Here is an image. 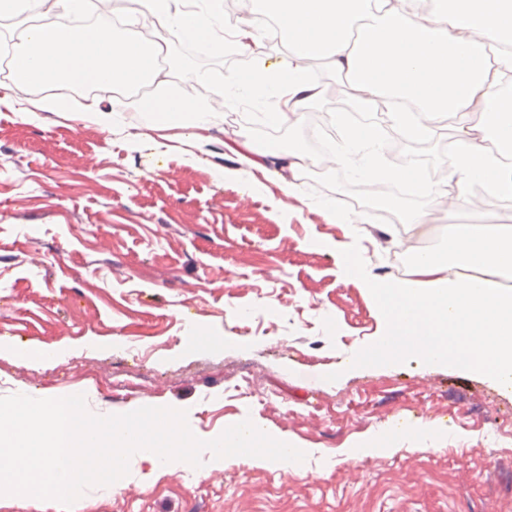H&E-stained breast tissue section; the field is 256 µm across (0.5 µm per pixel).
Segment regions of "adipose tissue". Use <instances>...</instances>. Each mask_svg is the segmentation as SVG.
I'll return each mask as SVG.
<instances>
[{"mask_svg":"<svg viewBox=\"0 0 512 512\" xmlns=\"http://www.w3.org/2000/svg\"><path fill=\"white\" fill-rule=\"evenodd\" d=\"M110 0H0V17L40 6L45 19L29 28L16 50V90L89 82L103 89L158 83L148 102L153 112L193 114L197 128L214 119L202 81L176 88L159 84L152 68L163 45L188 36L223 53L225 38L250 56L247 76L225 82V109H273L280 121L301 117L322 89L310 66L327 63L344 74L353 102L367 111L376 102L414 100L415 113L392 119L409 136L425 135L446 116L458 131L456 191L483 184L512 200V174L498 158L512 156V92L503 91L489 67L492 43L512 45V0H437L428 11L415 0L375 7L373 0H249L248 18L227 27L224 0H129L133 18L148 21L154 40L137 41L98 26L78 27L79 13H103ZM275 21L286 56L269 63L259 32ZM413 277L398 281L399 308L386 332L357 351L351 363L392 361L417 354L434 363L452 361L438 342L410 344L407 334L432 328L476 354V366L512 380V294L499 291L497 272L512 269V237L479 236L458 226L448 255L415 253Z\"/></svg>","mask_w":512,"mask_h":512,"instance_id":"ef3b65f1","label":"adipose tissue"}]
</instances>
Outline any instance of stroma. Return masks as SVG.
I'll use <instances>...</instances> for the list:
<instances>
[{"label": "stroma", "instance_id": "obj_1", "mask_svg": "<svg viewBox=\"0 0 512 512\" xmlns=\"http://www.w3.org/2000/svg\"><path fill=\"white\" fill-rule=\"evenodd\" d=\"M164 62L169 80L190 71L213 86L251 66L233 46L200 56L184 42L170 43ZM161 120L135 108L116 133L71 112L22 124L0 106V397L81 393L96 415L182 409L203 440L248 418L322 449L331 465L207 459L201 469L216 477L201 485L185 463H139L112 497L87 489L82 512H512V447L492 464L482 443L489 424L512 426L511 385L418 356L349 362L387 326L389 306L371 286L396 282L390 256L403 236L444 255L457 224L512 233V201L490 197L474 215L467 199L448 209L435 198L428 223L364 224L359 204L291 167L287 149L272 150L266 172L223 180L237 167L225 144L245 125L220 119L201 131L184 117L172 140L129 139ZM284 179L355 219L366 280L343 270L346 225L284 197ZM240 305L257 319H237ZM195 330L234 343L183 355ZM39 343L63 357L22 358ZM244 365L264 396H229ZM422 423L436 428L433 442L414 440ZM380 428L402 437L400 450L344 455Z\"/></svg>", "mask_w": 512, "mask_h": 512}]
</instances>
